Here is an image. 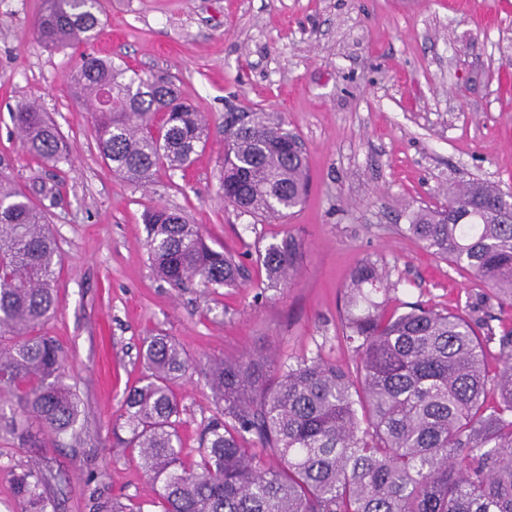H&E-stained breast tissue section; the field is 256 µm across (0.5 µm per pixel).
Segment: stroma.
Returning <instances> with one entry per match:
<instances>
[{
	"mask_svg": "<svg viewBox=\"0 0 512 512\" xmlns=\"http://www.w3.org/2000/svg\"><path fill=\"white\" fill-rule=\"evenodd\" d=\"M90 53L147 76L166 70L201 112L209 136L183 172L135 185L102 159L96 112L73 98L77 49L41 43L44 0L0 8V177L33 193L60 184L50 219L61 254L57 308L42 331L66 355L83 426L41 456L24 452L0 405V512H23L14 473L39 464L59 478L58 512H93L117 500L157 512L136 450L117 437L128 387L147 375L141 351L157 332L193 364L214 359L321 354L339 366L341 289L364 258L397 281L401 302L438 310L474 306L495 331L512 327L489 287L406 233L408 212L439 207L449 186L478 179L512 194V0H100ZM34 97L72 146L68 160L30 157L11 120ZM280 113L303 143L311 174L290 217L257 221L221 195L224 115ZM165 206L200 225L207 243L247 269L236 288H175L148 259L144 214ZM300 243L288 286L270 288L256 248ZM185 465L217 409L204 378L174 385Z\"/></svg>",
	"mask_w": 512,
	"mask_h": 512,
	"instance_id": "35a3bbf8",
	"label": "stroma"
}]
</instances>
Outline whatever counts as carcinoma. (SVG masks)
Segmentation results:
<instances>
[{"label": "carcinoma", "mask_w": 512, "mask_h": 512, "mask_svg": "<svg viewBox=\"0 0 512 512\" xmlns=\"http://www.w3.org/2000/svg\"><path fill=\"white\" fill-rule=\"evenodd\" d=\"M100 0H45L35 21L49 47L89 45L100 32ZM72 94L98 112V142L112 171L146 184L160 169L186 170L207 137L201 113L181 101L172 77L142 76L84 55L68 75ZM11 119L27 153L59 163L70 154L34 99ZM224 202L255 218L278 219L309 191L298 138L272 112L224 114ZM504 192L482 181L448 190L439 208H417L406 231L449 264L488 284L512 309V222L496 203ZM149 260L176 288L236 286L242 267L207 245L180 211L146 216ZM300 244L291 235L256 250L270 286L288 283ZM59 252L48 207L0 179V401L15 406L18 447L76 433L80 401L65 382V356L40 332L56 311ZM369 258L344 288L340 340L355 353L344 371L321 355L293 362L243 356L192 367L158 333L144 340L150 374L123 402L127 444L156 487L161 512H512V328L496 334L479 310L438 311L418 303L389 309L397 290ZM499 369L489 376L485 356ZM204 374L218 414L204 427L200 462L182 461L173 385ZM255 447H250V444ZM52 474L14 476L26 512H57Z\"/></svg>", "instance_id": "obj_1"}]
</instances>
